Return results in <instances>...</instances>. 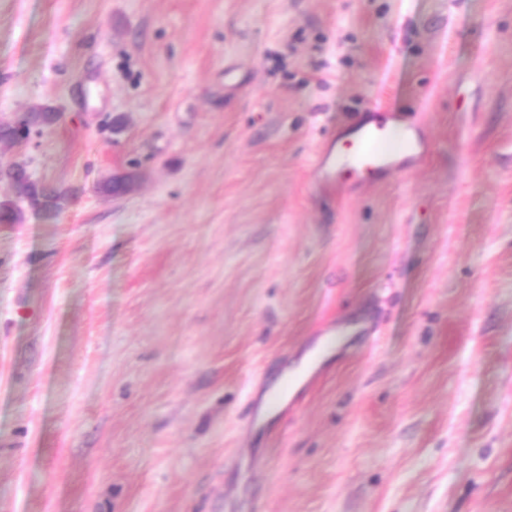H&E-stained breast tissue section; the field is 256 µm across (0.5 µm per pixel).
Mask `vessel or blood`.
<instances>
[{
  "instance_id": "b4317fda",
  "label": "vessel or blood",
  "mask_w": 512,
  "mask_h": 512,
  "mask_svg": "<svg viewBox=\"0 0 512 512\" xmlns=\"http://www.w3.org/2000/svg\"><path fill=\"white\" fill-rule=\"evenodd\" d=\"M430 152L429 142L422 140L411 124H402L395 136L383 123L364 121L356 126L353 139L345 142L335 157L319 156L316 167L323 170L328 186H358L388 170L397 158L420 160Z\"/></svg>"
}]
</instances>
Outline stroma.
<instances>
[{
    "label": "stroma",
    "instance_id": "obj_1",
    "mask_svg": "<svg viewBox=\"0 0 512 512\" xmlns=\"http://www.w3.org/2000/svg\"><path fill=\"white\" fill-rule=\"evenodd\" d=\"M377 104L430 155L327 188ZM35 105L0 158L68 199L0 181V512H512V0H0ZM0 179H14L13 184L17 188L19 195L26 199L30 198L48 209L56 208L63 197V194L57 190H51L50 192L40 190L36 184L29 183L27 179L19 178L16 174L6 169L3 171L0 168Z\"/></svg>",
    "mask_w": 512,
    "mask_h": 512
}]
</instances>
